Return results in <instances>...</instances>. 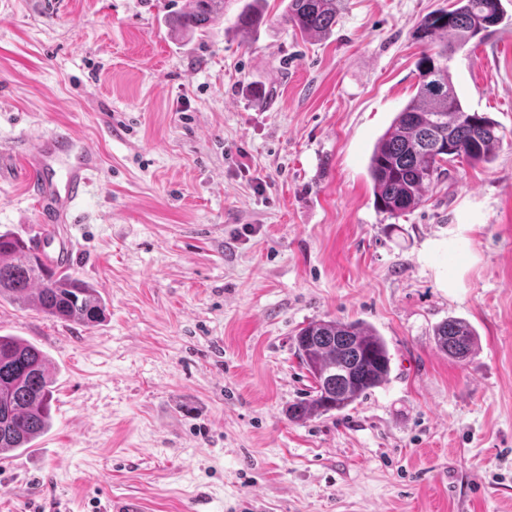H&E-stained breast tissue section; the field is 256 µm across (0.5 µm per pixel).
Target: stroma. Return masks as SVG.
<instances>
[{
    "label": "stroma",
    "instance_id": "35a3bbf8",
    "mask_svg": "<svg viewBox=\"0 0 512 512\" xmlns=\"http://www.w3.org/2000/svg\"><path fill=\"white\" fill-rule=\"evenodd\" d=\"M185 0H0V147L67 124L104 156L68 270L107 302L85 327L0 302V335L53 367L49 430L0 457V512H512V0L450 73L504 134L400 216L368 158L416 92L411 34L449 0H347L318 39L283 21L206 32ZM41 225L0 176V231ZM468 321L466 362L433 331ZM361 320L388 381L341 412L287 410L312 380L293 338Z\"/></svg>",
    "mask_w": 512,
    "mask_h": 512
}]
</instances>
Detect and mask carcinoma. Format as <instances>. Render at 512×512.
I'll return each mask as SVG.
<instances>
[{
    "label": "carcinoma",
    "mask_w": 512,
    "mask_h": 512,
    "mask_svg": "<svg viewBox=\"0 0 512 512\" xmlns=\"http://www.w3.org/2000/svg\"><path fill=\"white\" fill-rule=\"evenodd\" d=\"M265 0H249L237 15V26L249 30L265 22ZM345 0H289L285 21L302 35H326L336 26ZM224 17V0H190L172 14L171 31L188 35ZM505 18L501 0H452L451 7L426 15L413 37L423 46L416 62V94L397 113L374 146L368 172L378 210L402 215L420 205L431 185L448 173L447 165L491 162L503 136L486 113L468 112L455 90L448 62L472 39H483ZM436 71L446 88L430 89L427 73ZM35 305L51 317L93 326L106 302L88 282L47 264L29 242L12 232L0 233V299ZM438 350L462 362L476 350L478 337L470 323L450 318L434 331ZM300 364L313 382V395L288 408L302 421L340 412L391 371L387 345L363 321L315 320L293 338ZM53 380L45 354L16 336L0 335V455L24 448L49 427Z\"/></svg>",
    "instance_id": "1"
}]
</instances>
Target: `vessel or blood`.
I'll return each mask as SVG.
<instances>
[{
    "mask_svg": "<svg viewBox=\"0 0 512 512\" xmlns=\"http://www.w3.org/2000/svg\"><path fill=\"white\" fill-rule=\"evenodd\" d=\"M103 164L101 153L66 125L40 135L23 151L0 150V171L12 168L27 184L44 228L35 238L38 252L66 266L70 244L55 245L56 227L74 222L79 204Z\"/></svg>",
    "mask_w": 512,
    "mask_h": 512,
    "instance_id": "obj_1",
    "label": "vessel or blood"
}]
</instances>
